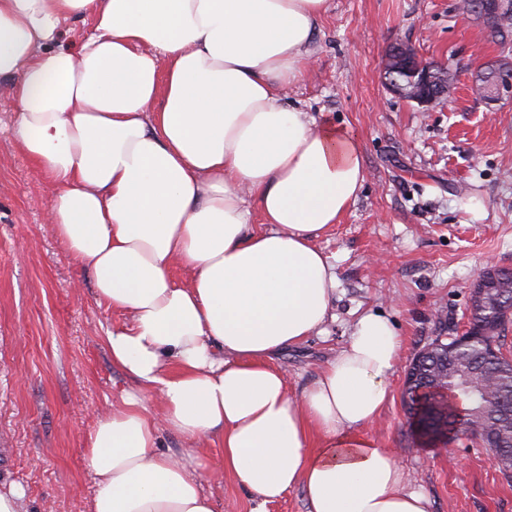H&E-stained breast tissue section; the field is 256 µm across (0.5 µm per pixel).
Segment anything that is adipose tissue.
<instances>
[{"mask_svg":"<svg viewBox=\"0 0 512 512\" xmlns=\"http://www.w3.org/2000/svg\"><path fill=\"white\" fill-rule=\"evenodd\" d=\"M326 0H0L10 135L51 183L48 221L139 386L86 440L90 512H216L204 440L251 512H430L362 432L389 397L401 337L383 313L300 397L275 363L319 332L336 274L316 245L365 182L360 145L280 93L303 80ZM90 18L80 39L63 24ZM187 272L175 281L174 266ZM162 399L146 411L142 393ZM168 429L188 446L160 451ZM267 512H306L303 492L295 489L288 491L284 496L266 507Z\"/></svg>","mask_w":512,"mask_h":512,"instance_id":"obj_1","label":"adipose tissue"}]
</instances>
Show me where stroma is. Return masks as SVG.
<instances>
[{
	"mask_svg": "<svg viewBox=\"0 0 512 512\" xmlns=\"http://www.w3.org/2000/svg\"><path fill=\"white\" fill-rule=\"evenodd\" d=\"M315 62L287 101L357 137L366 181L355 204L317 239L337 276L322 335L275 362L300 396L347 343L366 311L380 310L403 341L391 398L363 430L393 450L431 512H512V473L473 436L433 445L413 435L402 404L407 366L439 335L469 323L479 274L512 269V99L474 91L480 69L512 60L460 0H327ZM447 64L446 102L427 111L390 93L381 63L392 44ZM0 97V489L21 484L26 512H88L95 490L85 435L135 383L104 342L125 321L99 305L46 221L52 187L16 148ZM484 200L477 219L463 204Z\"/></svg>",
	"mask_w": 512,
	"mask_h": 512,
	"instance_id": "35a3bbf8",
	"label": "stroma"
}]
</instances>
